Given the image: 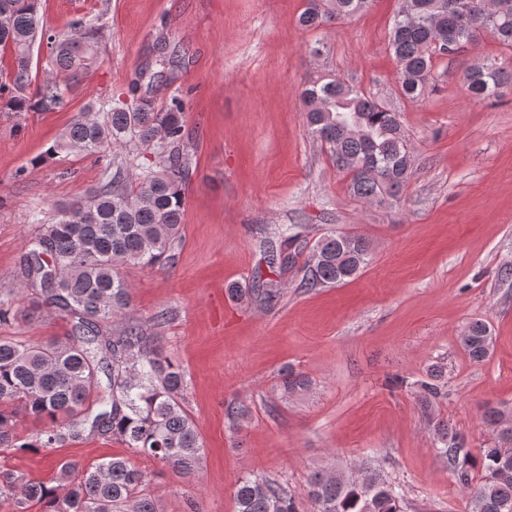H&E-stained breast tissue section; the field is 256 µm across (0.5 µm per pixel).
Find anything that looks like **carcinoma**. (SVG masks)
<instances>
[{
    "mask_svg": "<svg viewBox=\"0 0 512 512\" xmlns=\"http://www.w3.org/2000/svg\"><path fill=\"white\" fill-rule=\"evenodd\" d=\"M322 2L308 0L299 16L301 26L315 29L343 20L368 9L372 0H329L327 8ZM483 34L512 50V0H399L388 34L399 96L419 101L428 95L436 86L434 60L458 57V45L475 53L463 75L467 97L495 101L503 96L504 88L512 87V58L497 63L476 54ZM42 46L55 76L38 84L32 76L33 56ZM0 49L12 59L0 76V112L61 109L65 91L97 63V27L85 24L75 32H58L42 22L39 0H0ZM153 66L147 61L138 69L132 103L117 98L80 113L40 158L44 162L70 152L99 157L110 150L116 170H104L101 185L59 208L53 221L33 215L43 231L29 240L24 272L40 287L43 303L70 318L71 331L36 342L0 338L1 448L26 453L100 435L185 475L200 469L202 441L180 405L183 369L162 356L142 326L125 321L131 296L123 269L170 260L181 236L191 176L184 153V105L176 99L164 108L155 105ZM302 99L310 133L328 145L333 165L349 178V193L378 205L399 201L416 158L395 107L329 74L309 78ZM144 150L151 151L154 162L119 177L121 168ZM299 240L295 228L284 229L280 244L268 241L265 259ZM370 260L365 238L324 235L310 253L305 285L342 283ZM230 293L271 304L280 288L258 277L251 287L232 286ZM460 343L480 362L493 338L477 320L466 326ZM100 371L106 391L95 405ZM309 386L292 369L281 374L279 389L285 397ZM21 415L50 422L37 444L17 437ZM484 420L494 438L479 454L448 435V426L439 422L434 425L438 450L456 482L470 491L471 512H512V415L488 407ZM478 465L482 478L474 486L471 472ZM150 483L125 457L87 467L66 460L58 464L53 485L1 471L0 500L14 501L17 512H25L31 501L42 504L43 512H159L148 492ZM308 487L312 512H404L400 486L372 469L356 479L314 472ZM234 499L237 512H303L282 484L251 475L236 481Z\"/></svg>",
    "mask_w": 512,
    "mask_h": 512,
    "instance_id": "cac0c4a2",
    "label": "carcinoma"
}]
</instances>
